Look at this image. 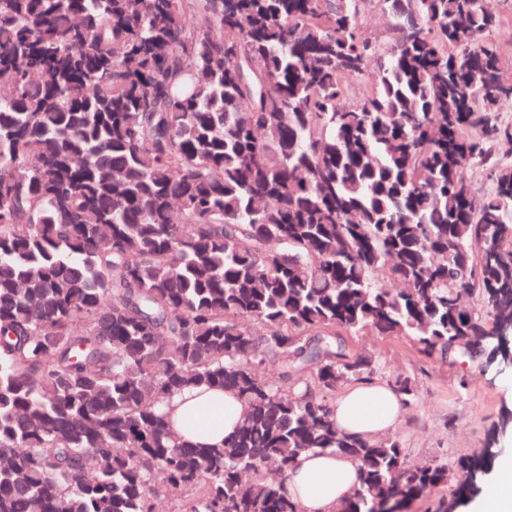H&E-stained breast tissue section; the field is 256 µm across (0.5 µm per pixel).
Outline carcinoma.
I'll return each instance as SVG.
<instances>
[{
  "instance_id": "carcinoma-1",
  "label": "carcinoma",
  "mask_w": 512,
  "mask_h": 512,
  "mask_svg": "<svg viewBox=\"0 0 512 512\" xmlns=\"http://www.w3.org/2000/svg\"><path fill=\"white\" fill-rule=\"evenodd\" d=\"M364 2L0 0V512H301L312 451L358 463L337 512L479 490L496 448L411 466L333 404L381 376L345 334L512 354L499 17L384 0V47ZM203 386L243 407L222 446L165 412ZM379 0L365 2L361 13V25L365 33L374 37L384 46H390L393 39L391 20L380 9Z\"/></svg>"
}]
</instances>
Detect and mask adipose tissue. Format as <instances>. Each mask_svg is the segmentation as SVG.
Returning a JSON list of instances; mask_svg holds the SVG:
<instances>
[{
    "instance_id": "ef3b65f1",
    "label": "adipose tissue",
    "mask_w": 512,
    "mask_h": 512,
    "mask_svg": "<svg viewBox=\"0 0 512 512\" xmlns=\"http://www.w3.org/2000/svg\"><path fill=\"white\" fill-rule=\"evenodd\" d=\"M334 418L343 430L375 437L393 429L402 414L398 394L385 381L352 384L338 394ZM173 430L202 445H218L232 434L242 416L241 404L218 389L189 388L166 407ZM357 479V465L348 457L307 453L298 458L284 484L288 498L302 512H336ZM474 512H512V455L501 458L498 470Z\"/></svg>"
}]
</instances>
